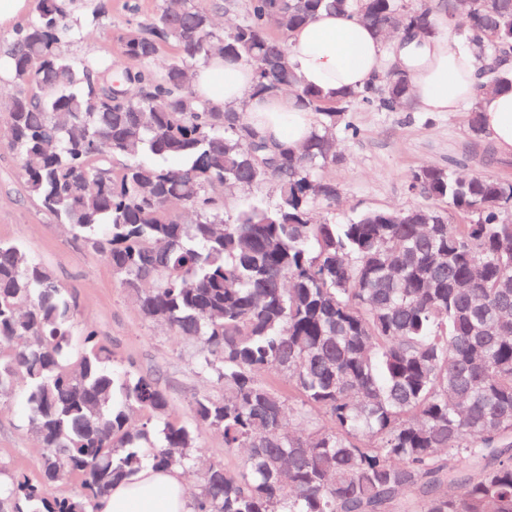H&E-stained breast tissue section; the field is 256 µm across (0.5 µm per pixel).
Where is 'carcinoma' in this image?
<instances>
[{"mask_svg":"<svg viewBox=\"0 0 512 512\" xmlns=\"http://www.w3.org/2000/svg\"><path fill=\"white\" fill-rule=\"evenodd\" d=\"M322 10L380 35L431 29L432 8L407 0H184L123 27L122 60L97 70L59 49V0L17 30L8 57L28 92L5 112L28 193L105 257L144 320L197 343L224 397L170 420L158 380L116 371L94 333L73 353L72 293L0 241V391L23 383L42 450L41 480L0 483V512H95L146 465H191L203 430L248 452L209 466L194 512H512V181L423 168L411 207L315 219L313 202L336 201L323 172L346 112L414 110L391 68L331 96L299 84L290 32ZM213 11L242 20L218 33ZM459 35L484 50L476 97L512 86V0H468ZM163 44L162 70L135 67ZM216 53L253 71L252 94L291 88L319 116L302 150L198 101L187 70ZM468 127L482 145L476 101ZM227 183L276 201L228 212ZM70 478L76 493L51 494Z\"/></svg>","mask_w":512,"mask_h":512,"instance_id":"obj_1","label":"carcinoma"}]
</instances>
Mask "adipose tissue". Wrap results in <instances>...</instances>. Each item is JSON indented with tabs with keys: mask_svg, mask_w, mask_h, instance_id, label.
<instances>
[{
	"mask_svg": "<svg viewBox=\"0 0 512 512\" xmlns=\"http://www.w3.org/2000/svg\"><path fill=\"white\" fill-rule=\"evenodd\" d=\"M434 36L396 51L367 25L348 13H323L289 37L290 60L302 84L331 92L362 88L377 81L387 67L400 65L409 77L416 105L426 112H457L468 102L479 105L482 126L497 149L512 153V90L476 96L478 82L472 54L454 49L457 22L435 10ZM252 71L213 57L194 76L193 87L205 104L244 107L249 125L271 144L303 145L315 126L314 113L294 99L252 95ZM96 512H191L181 472L152 466L133 480L115 484L97 502Z\"/></svg>",
	"mask_w": 512,
	"mask_h": 512,
	"instance_id": "1",
	"label": "adipose tissue"
}]
</instances>
